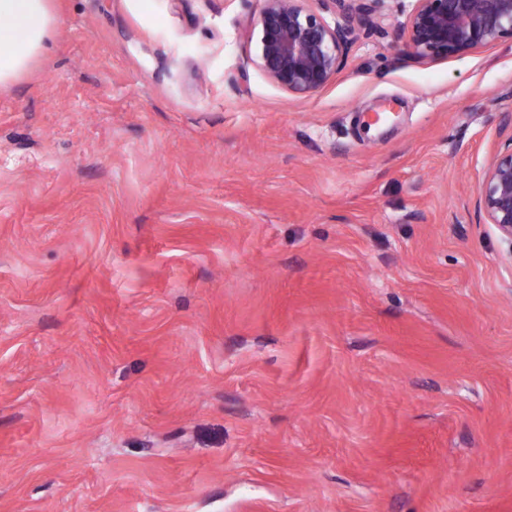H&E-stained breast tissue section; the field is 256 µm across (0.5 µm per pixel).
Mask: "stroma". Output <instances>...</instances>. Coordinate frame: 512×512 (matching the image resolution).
<instances>
[{
  "label": "stroma",
  "mask_w": 512,
  "mask_h": 512,
  "mask_svg": "<svg viewBox=\"0 0 512 512\" xmlns=\"http://www.w3.org/2000/svg\"><path fill=\"white\" fill-rule=\"evenodd\" d=\"M54 3L0 87V512H512V41L413 59L391 0L293 96L260 0ZM476 206L486 223L512 242V136L492 159Z\"/></svg>",
  "instance_id": "obj_1"
}]
</instances>
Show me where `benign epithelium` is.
<instances>
[{
    "label": "benign epithelium",
    "mask_w": 512,
    "mask_h": 512,
    "mask_svg": "<svg viewBox=\"0 0 512 512\" xmlns=\"http://www.w3.org/2000/svg\"><path fill=\"white\" fill-rule=\"evenodd\" d=\"M262 0L249 38L254 61L270 82L295 96L324 88L343 65L360 32H382L388 0ZM335 16L329 22L325 14ZM408 52L444 59L512 39V0H413L402 24ZM476 206L486 223L512 241V135L492 159Z\"/></svg>",
    "instance_id": "obj_1"
}]
</instances>
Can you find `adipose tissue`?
I'll return each instance as SVG.
<instances>
[{"instance_id": "adipose-tissue-1", "label": "adipose tissue", "mask_w": 512, "mask_h": 512, "mask_svg": "<svg viewBox=\"0 0 512 512\" xmlns=\"http://www.w3.org/2000/svg\"><path fill=\"white\" fill-rule=\"evenodd\" d=\"M9 25H2V18ZM53 0H0V86L12 84L50 48Z\"/></svg>"}]
</instances>
